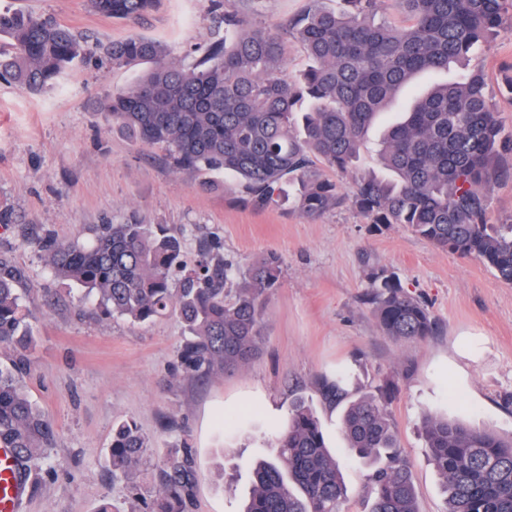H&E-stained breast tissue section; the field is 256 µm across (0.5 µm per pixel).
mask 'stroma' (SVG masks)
Listing matches in <instances>:
<instances>
[{
    "instance_id": "stroma-1",
    "label": "stroma",
    "mask_w": 512,
    "mask_h": 512,
    "mask_svg": "<svg viewBox=\"0 0 512 512\" xmlns=\"http://www.w3.org/2000/svg\"><path fill=\"white\" fill-rule=\"evenodd\" d=\"M87 35L91 46L134 33L162 43L171 60L196 64L214 29L210 0H156L136 25L93 13L87 0H0ZM506 130H512V32L475 46ZM145 65L115 68L100 55L75 63L59 83L31 93L0 79V255L27 277L35 343L21 380L57 437L37 484L18 512H135L109 463L112 427L136 422L150 439L144 479L156 483L170 449L189 443L199 482L191 512H239L251 487L250 465L272 456L273 430L286 426L292 401L305 397L340 462L348 495L342 512H367L370 471L348 448L342 405L325 404L320 376L349 373V398L398 390L387 410L412 460L419 512H444L442 480L429 462L424 412L475 429L512 434V285L481 261L436 248L405 226L381 229L344 207L308 220L295 209L243 205L229 175L206 188L174 170L160 149L113 131L101 104L133 84ZM171 224L188 257L219 242L235 268L269 252L282 262L270 295L259 355L244 368L196 379L178 350L184 327L166 316L139 326L97 313L75 288L55 279L33 240L86 235L94 224L131 217ZM399 281L435 320L423 342L380 329L369 302L370 277Z\"/></svg>"
}]
</instances>
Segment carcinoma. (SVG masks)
Segmentation results:
<instances>
[{
	"label": "carcinoma",
	"mask_w": 512,
	"mask_h": 512,
	"mask_svg": "<svg viewBox=\"0 0 512 512\" xmlns=\"http://www.w3.org/2000/svg\"><path fill=\"white\" fill-rule=\"evenodd\" d=\"M345 11L321 0L275 30L251 23L232 0H213L223 28L185 68L155 41L131 34L104 49L114 66L152 67L103 103L112 128L135 142L160 146L177 170L224 173L240 182L241 202L291 205L315 219L350 207L375 227L403 224L435 247L474 257L512 284V224L486 220L492 186L512 173V153L481 68L460 81L437 83L379 141L384 173L356 166L376 119L416 75L464 63L472 47L512 27V0H344ZM94 13L134 25L154 0H88ZM0 78L40 93L64 70L94 54L71 28L21 11L0 12ZM308 63L286 81L288 37ZM351 176L350 188L317 164ZM88 241H34L46 267L80 287L106 317L133 324L175 315L185 324L179 357L195 377L238 369L260 351L268 297L279 287L281 260L268 254L236 270L212 243L192 264L182 260L183 234L143 221L96 224ZM23 270L0 258V347L18 354L35 338L20 293ZM373 314L397 340L433 334L430 311L382 275L371 279ZM19 362L0 363V448L15 452L22 483L43 469L56 433L28 398ZM347 374L320 378L329 404L347 396ZM428 457L442 479L445 512H512V437L472 429L427 413ZM348 449L371 468L368 512H417L418 491L384 404L372 395L349 402L343 415ZM276 458L252 469L243 512H340L346 498L339 465L321 422L299 397L288 425L274 434ZM147 439L133 421L112 430V478L126 484L149 512H190L198 473L192 448L174 449L145 497L135 469Z\"/></svg>",
	"instance_id": "obj_1"
}]
</instances>
